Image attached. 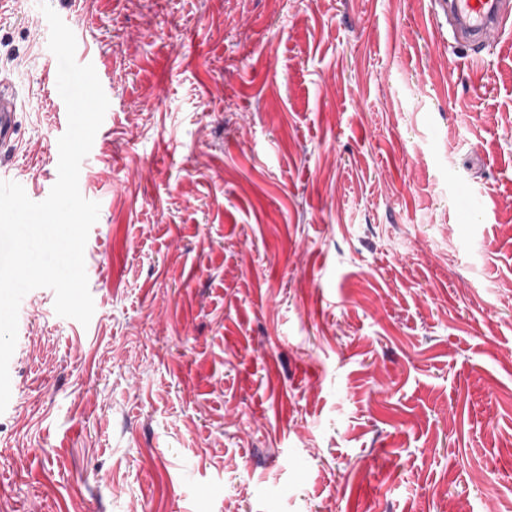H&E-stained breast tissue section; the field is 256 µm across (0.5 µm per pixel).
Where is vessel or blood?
<instances>
[{
    "instance_id": "1",
    "label": "vessel or blood",
    "mask_w": 512,
    "mask_h": 512,
    "mask_svg": "<svg viewBox=\"0 0 512 512\" xmlns=\"http://www.w3.org/2000/svg\"><path fill=\"white\" fill-rule=\"evenodd\" d=\"M455 42L473 51L487 46L512 21V0H438ZM17 98L0 79V149L16 142Z\"/></svg>"
}]
</instances>
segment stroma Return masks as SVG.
<instances>
[{
	"label": "stroma",
	"instance_id": "1",
	"mask_svg": "<svg viewBox=\"0 0 512 512\" xmlns=\"http://www.w3.org/2000/svg\"><path fill=\"white\" fill-rule=\"evenodd\" d=\"M44 1L109 100L94 314L19 311L0 512H512V23L471 57L434 0H8L31 193Z\"/></svg>",
	"mask_w": 512,
	"mask_h": 512
}]
</instances>
